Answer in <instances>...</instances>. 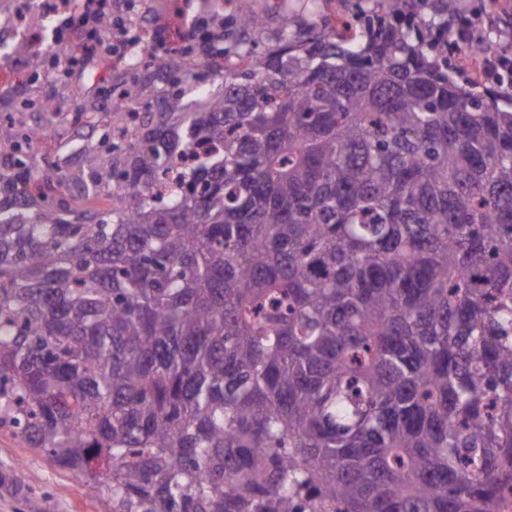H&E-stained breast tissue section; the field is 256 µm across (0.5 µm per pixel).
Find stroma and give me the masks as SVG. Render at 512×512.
<instances>
[{
    "mask_svg": "<svg viewBox=\"0 0 512 512\" xmlns=\"http://www.w3.org/2000/svg\"><path fill=\"white\" fill-rule=\"evenodd\" d=\"M375 0H225L217 14L227 17L260 14L266 20V34H275L282 15L311 18L319 14L343 16L357 9H371ZM140 10L144 22L157 26L168 54L182 56L198 34L186 29L184 19H197L199 0H112L113 17L125 18ZM449 11L458 23L472 26L475 34L493 35L499 54L512 58V0L491 7L488 0H448ZM18 71L15 87L0 92V117H14L20 130L41 124L54 129V137L37 153V166L52 164L75 173L81 167V147L106 150L107 126L102 109L112 98V87L123 82L124 72L104 70L82 62L73 67L70 78L58 77L59 66L46 56L39 72H32L26 57L12 56ZM53 99L56 110L48 118L23 109L26 101ZM40 496L45 512H110L107 495L75 480L69 471L48 456L29 448L10 431L0 430V512H25L24 492Z\"/></svg>",
    "mask_w": 512,
    "mask_h": 512,
    "instance_id": "1",
    "label": "stroma"
}]
</instances>
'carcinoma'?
Here are the masks:
<instances>
[{
    "instance_id": "cac0c4a2",
    "label": "carcinoma",
    "mask_w": 512,
    "mask_h": 512,
    "mask_svg": "<svg viewBox=\"0 0 512 512\" xmlns=\"http://www.w3.org/2000/svg\"><path fill=\"white\" fill-rule=\"evenodd\" d=\"M378 2L345 33L284 16L254 72L229 57L263 19L214 23L187 54L222 87L162 91L76 174L0 122V429L112 512H496L512 486V98L448 56L444 0Z\"/></svg>"
}]
</instances>
